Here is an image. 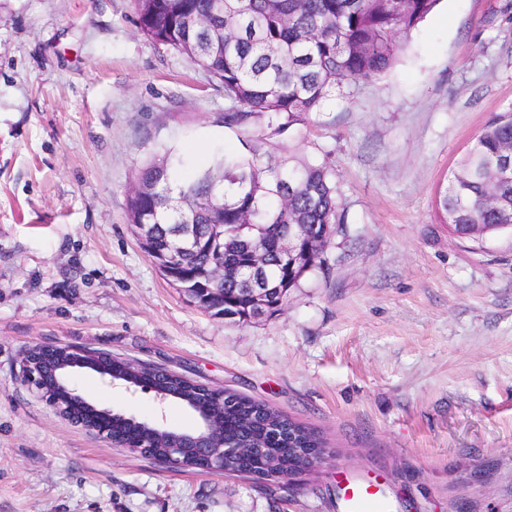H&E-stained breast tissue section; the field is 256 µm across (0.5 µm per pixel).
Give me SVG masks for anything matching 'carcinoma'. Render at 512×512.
Returning <instances> with one entry per match:
<instances>
[{
	"mask_svg": "<svg viewBox=\"0 0 512 512\" xmlns=\"http://www.w3.org/2000/svg\"><path fill=\"white\" fill-rule=\"evenodd\" d=\"M438 0H134L137 24L151 42L166 46L203 66L239 106L225 119L243 126L255 114L280 134L299 124L333 93L351 96L362 82L389 71L403 51L400 36L432 12ZM173 157L150 160L138 173L128 199L133 225L150 224L156 240L175 237L181 224H194L201 247L178 254L173 265L153 262L168 276L175 272L193 288H212L209 254L224 247V259H245L250 244L267 254L270 278H286L298 287L306 273L323 263L326 241L308 232L301 270L292 273L277 253L287 224H326L328 234L345 223L337 206L338 187L323 163L285 168L264 162L224 158L206 169L173 179ZM443 223L466 238L479 239L512 226V118L490 122L468 147L438 199ZM224 225L223 239L210 236V225ZM223 293L200 305L216 316L243 308L237 285L225 281ZM171 397L204 414L200 399L174 378L154 377ZM221 421L230 438L281 441L266 431V414L236 396ZM113 429L132 440L148 433L149 422L112 414Z\"/></svg>",
	"mask_w": 512,
	"mask_h": 512,
	"instance_id": "1",
	"label": "carcinoma"
}]
</instances>
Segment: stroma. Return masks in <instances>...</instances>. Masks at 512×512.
<instances>
[{
  "instance_id": "1",
  "label": "stroma",
  "mask_w": 512,
  "mask_h": 512,
  "mask_svg": "<svg viewBox=\"0 0 512 512\" xmlns=\"http://www.w3.org/2000/svg\"><path fill=\"white\" fill-rule=\"evenodd\" d=\"M149 41L133 0H0V512H512V232L461 238L437 200L512 115V0H439L380 80L270 134ZM326 163L342 231L258 322L188 301L141 249L128 190L164 154ZM35 345L89 346L263 402L330 456L293 486L172 468L59 416L21 381ZM99 406L169 427L153 392L78 370ZM342 490L346 512H390L373 482L348 480Z\"/></svg>"
}]
</instances>
